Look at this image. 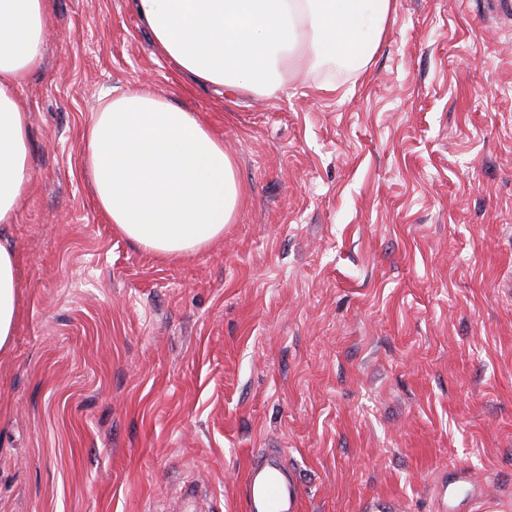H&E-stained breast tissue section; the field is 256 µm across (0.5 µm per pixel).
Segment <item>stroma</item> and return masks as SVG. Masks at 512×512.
<instances>
[{
    "mask_svg": "<svg viewBox=\"0 0 512 512\" xmlns=\"http://www.w3.org/2000/svg\"><path fill=\"white\" fill-rule=\"evenodd\" d=\"M283 86L201 87L128 0H49L18 91L33 180L6 231L0 512H159L190 481L243 512L265 448L302 512H433L439 467L512 512V16L395 0L367 64ZM131 89L197 112L243 184L223 241L181 260L88 191L81 134ZM20 284L15 252L9 239L0 236V350L7 347L18 314Z\"/></svg>",
    "mask_w": 512,
    "mask_h": 512,
    "instance_id": "35a3bbf8",
    "label": "stroma"
}]
</instances>
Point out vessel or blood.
Segmentation results:
<instances>
[{"label": "vessel or blood", "mask_w": 512, "mask_h": 512, "mask_svg": "<svg viewBox=\"0 0 512 512\" xmlns=\"http://www.w3.org/2000/svg\"><path fill=\"white\" fill-rule=\"evenodd\" d=\"M435 512H468L472 502L486 500L485 488L466 469H441L434 482ZM245 512H302L301 484L283 450L265 448L244 476Z\"/></svg>", "instance_id": "obj_1"}]
</instances>
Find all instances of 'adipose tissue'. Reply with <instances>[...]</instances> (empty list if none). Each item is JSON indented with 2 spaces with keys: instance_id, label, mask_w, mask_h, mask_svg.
Listing matches in <instances>:
<instances>
[{
  "instance_id": "ef3b65f1",
  "label": "adipose tissue",
  "mask_w": 512,
  "mask_h": 512,
  "mask_svg": "<svg viewBox=\"0 0 512 512\" xmlns=\"http://www.w3.org/2000/svg\"><path fill=\"white\" fill-rule=\"evenodd\" d=\"M158 52L196 83L274 97L298 61L369 60L394 0H131ZM48 0H0V224L12 223L32 182L28 117L17 90L41 61ZM83 166L109 224L137 247L178 259L224 237L241 184L223 140L195 112L149 90L108 100L83 131ZM20 284L0 236V350Z\"/></svg>"
}]
</instances>
